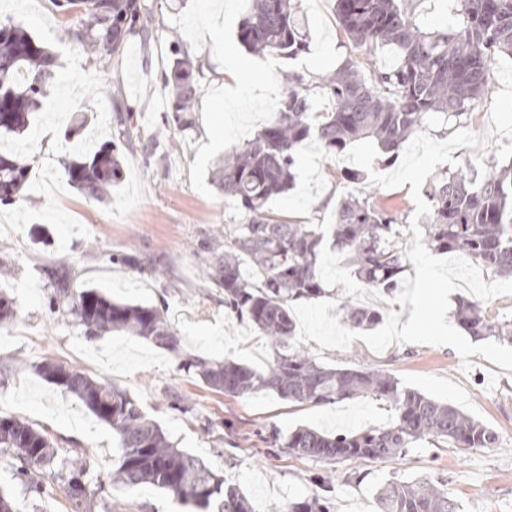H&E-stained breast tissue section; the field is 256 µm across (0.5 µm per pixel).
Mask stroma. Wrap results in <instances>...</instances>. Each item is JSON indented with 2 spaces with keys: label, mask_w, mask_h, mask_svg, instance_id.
Returning <instances> with one entry per match:
<instances>
[{
  "label": "stroma",
  "mask_w": 512,
  "mask_h": 512,
  "mask_svg": "<svg viewBox=\"0 0 512 512\" xmlns=\"http://www.w3.org/2000/svg\"><path fill=\"white\" fill-rule=\"evenodd\" d=\"M248 0H183L177 10L156 13L150 44L130 37L108 67H101L66 35L77 21L53 0H0V22L22 25L56 56L48 96L29 129L0 139V151L29 164L26 196L0 206V219L13 234H0V291L18 303L16 319L0 326V415L27 420L47 433L59 455L87 460L98 482L89 488V512L104 502L127 504L132 512H188L162 489H127L111 482L118 458L117 438L74 396L47 383L33 369L43 360L61 362L112 382L126 391L178 448L218 470L247 497L253 512H285L289 501L322 495L320 477L333 476L336 512H378V484L394 476H427L444 481L460 512H512V370L481 355L461 358L448 346L392 344L372 351L362 340L344 350L305 345L319 362L347 361L391 375L417 390L491 427L496 447L467 452L423 441L403 459L356 465L299 458L272 447L270 431L299 427L339 434L389 424L377 402L362 398L328 405L299 404L263 391L232 397L203 385L180 368L198 356L230 359L256 368L272 361L265 336L224 308L222 289L206 286L201 269L210 255L212 235L245 216L213 182L226 153L252 139L278 102L282 71L323 74L335 71L350 54L333 0H301L308 20L309 54L296 60L244 50L238 28ZM209 65L204 91L195 106V125L187 131L166 126V90L160 81L168 63L170 40ZM241 50L240 82L255 85L246 96L225 89L224 50ZM130 111L143 137H154L155 156L137 148L123 153V179L103 202L84 198L67 181L64 165L117 136V110ZM89 113V123L66 137L72 111ZM345 163L309 144L294 167L293 189L269 205L280 219L316 224L329 230L333 199L346 190L336 181ZM134 254L140 267L123 263ZM327 298L397 312L408 321L409 308L384 292L358 284L352 268L325 245ZM66 266L74 290L94 288L113 300L165 307L180 339L172 352L154 343L111 332L90 339L66 312L50 311L53 293L48 273ZM14 460L0 452V486L22 501L24 512H73L58 468H50L39 491L26 489L14 475ZM364 472V480L353 478Z\"/></svg>",
  "instance_id": "obj_1"
}]
</instances>
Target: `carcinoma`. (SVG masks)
<instances>
[{
	"instance_id": "1",
	"label": "carcinoma",
	"mask_w": 512,
	"mask_h": 512,
	"mask_svg": "<svg viewBox=\"0 0 512 512\" xmlns=\"http://www.w3.org/2000/svg\"><path fill=\"white\" fill-rule=\"evenodd\" d=\"M67 11L78 10L77 28L66 35L99 62L121 52L129 35L148 42L155 15L148 0H54ZM416 0H335L336 16L346 38L358 51L334 72L284 74V92L269 120L253 139L224 156L216 183L246 215L229 224L224 237L207 243L213 262L203 278L224 290V308L266 336L274 348L264 370L235 361L188 358L183 370L213 390L230 396L272 390L297 403L326 405L370 398L389 406L393 420L379 428L330 435L299 427L272 442L298 457L336 461L403 459L420 441L468 450L491 448L492 428L455 407L399 386L378 371L349 364L329 366L296 345L292 303L325 294L320 275L324 233L313 224L286 223L270 214L269 203L286 193L293 168L308 142L316 140L328 155L344 152L363 139L376 141L383 161L393 162L404 143L430 121L461 123L490 90L492 64L512 56V0H439L448 14L430 28L414 11ZM243 45L257 54L296 59L309 50L298 0H251L239 27ZM393 55L378 63L381 50ZM162 76L168 88L165 123L178 130L194 127L195 103L203 86V64L195 62L178 41ZM55 56L19 24L0 23V136L22 134L42 105ZM319 89L333 107L313 111L311 92ZM118 131L126 146L142 141L128 114ZM71 184L87 199L102 201L123 178L122 152L104 143L93 154L65 167ZM29 165L0 155V205L21 196ZM337 179L359 188L336 200L332 244L345 253L362 286L392 293L403 279L406 256L400 239L406 214L380 202L379 189L364 183V174L346 170ZM427 197L430 211L424 241L433 250L461 253L492 273L512 276V158L479 174L471 160L436 178ZM54 297L49 307L64 304L85 332L99 336L122 331L175 352L180 341L162 309L117 302L95 288L71 291L65 267L50 275ZM16 301L0 292V324L16 318ZM340 316L355 327L379 324L382 314L345 303ZM456 317L469 336L512 341V320H500L474 301H458ZM47 382L80 400L118 438L119 459L111 481L124 488L150 484L173 493L194 512H251L244 494L224 476L179 448L127 392L85 372L52 360L34 365ZM0 451L15 457L17 478L39 482L46 468L67 470L64 494L74 507L84 506L92 480L88 465H67L46 433L26 420L0 416ZM378 512H458L457 503L437 480L392 478L376 494ZM328 497L299 498L288 512H333Z\"/></svg>"
}]
</instances>
